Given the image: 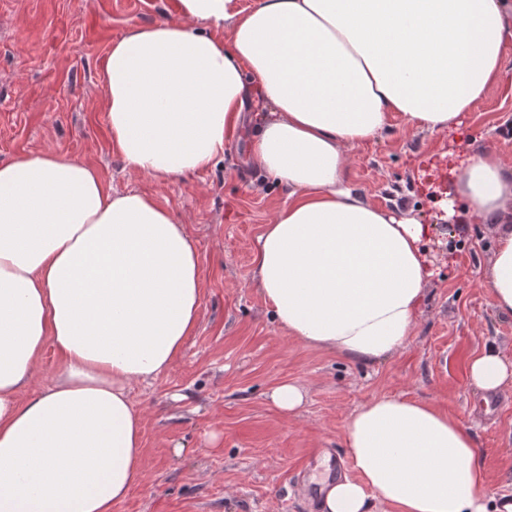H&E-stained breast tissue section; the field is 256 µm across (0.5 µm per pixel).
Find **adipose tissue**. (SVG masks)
I'll return each mask as SVG.
<instances>
[{"instance_id":"1","label":"adipose tissue","mask_w":512,"mask_h":512,"mask_svg":"<svg viewBox=\"0 0 512 512\" xmlns=\"http://www.w3.org/2000/svg\"><path fill=\"white\" fill-rule=\"evenodd\" d=\"M177 13L109 49L125 168L160 181L212 168L258 91L268 113L250 155L288 199L257 240L254 285L296 340L367 365L394 356L432 275L433 227L367 202L346 179L351 152L395 113L414 132L451 129L512 74V0H178ZM441 206L486 226L484 283L512 316V160L468 155ZM201 298L171 209L56 152L0 163V512H112L127 498L144 465L130 387L171 365ZM49 347L62 363L37 391ZM468 376L499 391L512 356L487 347ZM345 444L356 475L323 485L322 512H512V494H483L470 429L433 404L370 399Z\"/></svg>"}]
</instances>
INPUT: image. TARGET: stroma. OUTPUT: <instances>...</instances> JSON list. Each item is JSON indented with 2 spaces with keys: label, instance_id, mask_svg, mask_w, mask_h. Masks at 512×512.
Masks as SVG:
<instances>
[{
  "label": "stroma",
  "instance_id": "stroma-1",
  "mask_svg": "<svg viewBox=\"0 0 512 512\" xmlns=\"http://www.w3.org/2000/svg\"><path fill=\"white\" fill-rule=\"evenodd\" d=\"M177 0H0V163L52 150L96 168L117 192L173 210L199 256L198 323L155 380L134 384L143 415V472L113 512H311L302 490L312 449L346 455L349 415L366 400L428 402L470 428L487 495L512 492V386L493 413L470 384L486 346L512 354V317L494 310L481 224L447 218L441 202L461 160L493 147L512 157V77L495 84L453 134L407 130L392 114L357 148L348 180L371 204L436 227L431 278L413 334L397 355L364 365L288 335L251 284L257 239L287 198L248 158L259 113L213 168L166 183L130 174L110 140L101 76L109 48L132 27L176 18ZM303 386L299 412L271 401Z\"/></svg>",
  "mask_w": 512,
  "mask_h": 512
}]
</instances>
